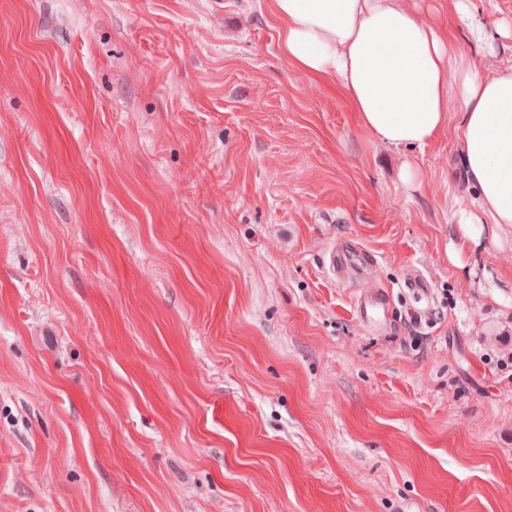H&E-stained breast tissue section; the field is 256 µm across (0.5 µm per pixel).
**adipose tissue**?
<instances>
[{
  "instance_id": "adipose-tissue-1",
  "label": "adipose tissue",
  "mask_w": 512,
  "mask_h": 512,
  "mask_svg": "<svg viewBox=\"0 0 512 512\" xmlns=\"http://www.w3.org/2000/svg\"><path fill=\"white\" fill-rule=\"evenodd\" d=\"M296 68L336 80L361 126L394 148H421L460 111L474 212L459 223L512 229V69L475 72L439 25L400 0H267Z\"/></svg>"
}]
</instances>
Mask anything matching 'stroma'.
Returning <instances> with one entry per match:
<instances>
[{
  "label": "stroma",
  "mask_w": 512,
  "mask_h": 512,
  "mask_svg": "<svg viewBox=\"0 0 512 512\" xmlns=\"http://www.w3.org/2000/svg\"><path fill=\"white\" fill-rule=\"evenodd\" d=\"M458 124L386 146L266 0H0V512H512V234L457 221ZM376 261V256L368 251L339 245L331 252L329 271L337 281H344L350 274L362 271ZM402 288L408 296L426 302L422 307L412 308V319L419 324L427 322L433 313L430 283L418 272H412L404 278ZM387 311L386 298L382 291L360 296L356 312L360 320L369 328L381 326Z\"/></svg>",
  "instance_id": "35a3bbf8"
}]
</instances>
